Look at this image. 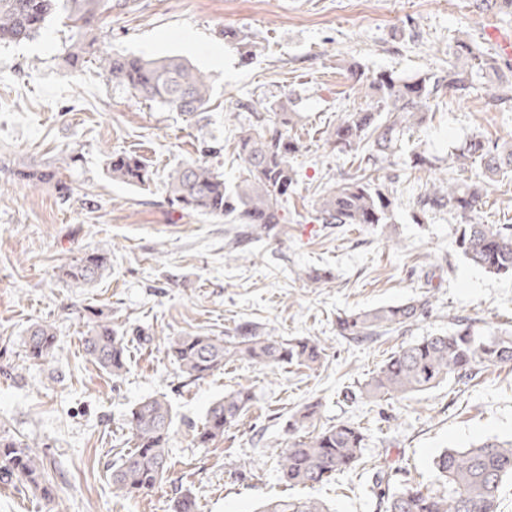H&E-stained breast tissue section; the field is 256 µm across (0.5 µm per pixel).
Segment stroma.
Masks as SVG:
<instances>
[{"instance_id": "35a3bbf8", "label": "stroma", "mask_w": 512, "mask_h": 512, "mask_svg": "<svg viewBox=\"0 0 512 512\" xmlns=\"http://www.w3.org/2000/svg\"><path fill=\"white\" fill-rule=\"evenodd\" d=\"M484 22L468 0H127L82 35L54 18L33 39L0 44V430L42 446L55 487L48 502L24 482L0 484V512H171L184 491L198 512H256L275 498L379 512L382 489L434 487L432 460L441 451L512 438V366L403 399L369 400L359 390L391 353L451 331L456 317L491 330L512 326V277L486 273L457 252L460 217L444 210L420 224L413 219L426 182L468 176L449 166V146L478 133L512 138V101L477 91L432 106L411 135L433 165L415 169L408 156L398 159L392 224L314 221L321 195L359 172L358 157L325 142L337 121L372 105L348 79L349 63L405 79L437 73L458 38L494 53ZM79 41L87 54L73 69L64 59ZM104 52L186 60L211 87L208 112L190 124L139 99L106 79L98 64ZM287 97L301 146L288 222L278 237L251 240L242 257L229 258L240 225L169 204L168 175L198 159L206 138L219 148L208 166L234 180L243 163L233 138L254 123L253 105ZM111 154L141 158L150 183L113 182ZM49 165L68 195L13 176ZM91 251L106 256V269L93 284L70 287L61 269ZM313 269L329 281L311 285ZM410 299L428 308L412 327L365 345L338 333L343 312ZM98 317L126 334L121 378L82 351ZM243 322L272 336L319 339L325 359L314 370L275 371L239 359L191 382L165 353L166 338L200 332L228 340ZM38 323L57 334L49 362L25 356V333ZM241 385L255 394L248 414L223 439L198 447L192 425ZM151 396L166 397L180 415L169 473L152 492L119 500L111 466L129 445V410ZM307 403L319 404L322 423L348 421L367 434L362 463L312 489L281 481L275 454L289 440V415ZM382 462L389 470L379 485L371 467Z\"/></svg>"}]
</instances>
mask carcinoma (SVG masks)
I'll list each match as a JSON object with an SVG mask.
<instances>
[{"mask_svg": "<svg viewBox=\"0 0 512 512\" xmlns=\"http://www.w3.org/2000/svg\"><path fill=\"white\" fill-rule=\"evenodd\" d=\"M478 14L496 11L512 15V0H470ZM112 9V0H0V44L19 43L32 38L53 17L61 15L77 31L90 28L97 16ZM99 68L107 79L126 85L139 98L160 103L191 122L209 108L210 93L205 76L177 57L145 59L102 54ZM353 85L364 87L376 106L364 112H350L327 131L326 142L340 153L355 154L373 167L387 170L395 165L399 147L412 125L429 117L431 103L452 92L464 99L478 90L475 77L488 78L485 91L495 101L512 98V65H500L494 58L476 54L460 40L448 61V70L415 80H403L380 71L371 76L353 65L348 67ZM255 124L238 133L236 148L244 166L234 186L224 175L199 161L173 169L168 179L172 204L186 212L215 217H234L246 225L241 242L253 238L277 237L286 222L288 194L297 183L292 158L298 142L288 134L292 122V101L287 98L263 111H255ZM461 169H475V179L459 181L444 177L439 184L419 194L415 216L444 209L461 216L457 247L470 264L495 275H512V224H481L475 220L484 204V188L512 175V141L500 142L472 136L448 153ZM107 171L115 182L144 186L150 180L147 167L135 156L108 157ZM23 179L50 184L57 172L44 168L18 173ZM388 181L363 173L344 180L322 196L315 210L319 224H369L391 221L394 190ZM107 258L86 252L63 271L67 283L82 288L95 281ZM426 312L425 303L409 300L385 304L338 317L339 335L354 342H366L391 327H410ZM238 336L224 341L205 334H185L169 339L166 350L177 363L180 375L196 381L224 368L233 358L250 359L264 367L285 364L308 369L320 364L325 348L316 339L285 340L263 335L248 324L237 329ZM26 357L44 361L57 347L54 328L36 324L24 338ZM85 356L118 378L127 368L124 334L109 323L96 322L82 338ZM512 364V331L484 332L469 317L457 319L456 328L442 335H429L394 352L377 371L361 384L367 399L402 398L424 392L442 382L462 379L475 369ZM253 401L251 389L240 386L211 403L194 441L208 446L238 426ZM318 420L317 406L305 405L288 421V431L297 432ZM173 411L163 397H149L134 405L127 427L132 446L112 465V494L133 499L159 486L166 477L170 460ZM367 436L362 427L339 422L323 426L307 437H298L277 449L280 479L290 485L313 487L351 469L361 460ZM438 487L406 486L383 497V512H498L503 482L512 477V439H484L464 450L446 449L432 461ZM24 481L34 492L51 500L54 487L46 476L44 459L28 443L0 433V484ZM260 512H329L320 500H276Z\"/></svg>", "mask_w": 512, "mask_h": 512, "instance_id": "cac0c4a2", "label": "carcinoma"}]
</instances>
